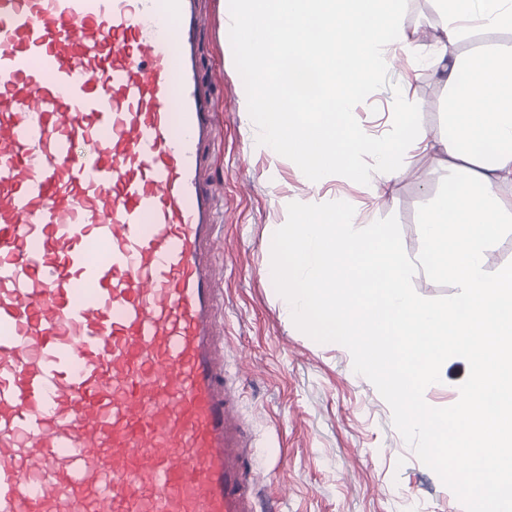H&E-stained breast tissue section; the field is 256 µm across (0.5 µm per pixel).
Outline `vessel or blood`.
<instances>
[{
	"label": "vessel or blood",
	"instance_id": "vessel-or-blood-1",
	"mask_svg": "<svg viewBox=\"0 0 512 512\" xmlns=\"http://www.w3.org/2000/svg\"><path fill=\"white\" fill-rule=\"evenodd\" d=\"M204 27L199 0H0V512H254Z\"/></svg>",
	"mask_w": 512,
	"mask_h": 512
}]
</instances>
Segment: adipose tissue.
<instances>
[{
	"instance_id": "adipose-tissue-1",
	"label": "adipose tissue",
	"mask_w": 512,
	"mask_h": 512,
	"mask_svg": "<svg viewBox=\"0 0 512 512\" xmlns=\"http://www.w3.org/2000/svg\"><path fill=\"white\" fill-rule=\"evenodd\" d=\"M445 19V36L456 39L466 22L490 29H512V0H436Z\"/></svg>"
}]
</instances>
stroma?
Wrapping results in <instances>:
<instances>
[{"instance_id":"obj_1","label":"stroma","mask_w":512,"mask_h":512,"mask_svg":"<svg viewBox=\"0 0 512 512\" xmlns=\"http://www.w3.org/2000/svg\"><path fill=\"white\" fill-rule=\"evenodd\" d=\"M200 7L209 17L201 37L203 77L213 87L221 131L206 154L221 200L216 260L224 366L255 442L251 459L262 474L258 512H461L453 492L394 427L391 409L372 382L354 371L349 350L300 331L267 274L275 225L283 223L288 203L311 197L350 203L360 228L396 216L406 253H419L417 209L434 198L453 164L440 146L427 154L409 151V171L379 197L370 186L340 176L310 185L294 162L271 156L259 144L234 62L229 13L220 0H201ZM403 24L417 32L424 59L396 62L389 86L355 107L362 130L373 137L392 127L397 87L419 106L422 129L442 132L449 89L444 64L482 47H512V37L503 38L501 30L471 28L448 44L439 65L435 53L444 19L434 0H408ZM468 373L463 359L450 358L445 380L426 388V402L453 405Z\"/></svg>"}]
</instances>
